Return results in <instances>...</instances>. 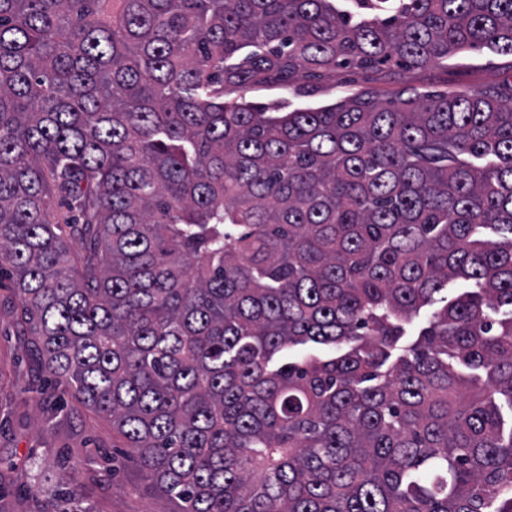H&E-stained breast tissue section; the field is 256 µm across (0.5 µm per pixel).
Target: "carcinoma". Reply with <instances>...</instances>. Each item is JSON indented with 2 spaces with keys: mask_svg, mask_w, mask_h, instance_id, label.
I'll list each match as a JSON object with an SVG mask.
<instances>
[{
  "mask_svg": "<svg viewBox=\"0 0 512 512\" xmlns=\"http://www.w3.org/2000/svg\"><path fill=\"white\" fill-rule=\"evenodd\" d=\"M475 48L512 0H0L16 325L179 512H512V75L246 100Z\"/></svg>",
  "mask_w": 512,
  "mask_h": 512,
  "instance_id": "cac0c4a2",
  "label": "carcinoma"
}]
</instances>
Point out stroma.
Instances as JSON below:
<instances>
[{
    "label": "stroma",
    "mask_w": 512,
    "mask_h": 512,
    "mask_svg": "<svg viewBox=\"0 0 512 512\" xmlns=\"http://www.w3.org/2000/svg\"><path fill=\"white\" fill-rule=\"evenodd\" d=\"M510 73L511 57L484 50L399 75L340 69L315 86L300 77L285 89L255 88L247 98L317 107L364 88L386 99L408 85L445 92L495 85ZM17 316L12 283L1 276L0 475L9 480L11 512H171L172 503L124 448L111 424L76 402L59 399L46 384L27 337L15 325Z\"/></svg>",
    "instance_id": "obj_1"
}]
</instances>
